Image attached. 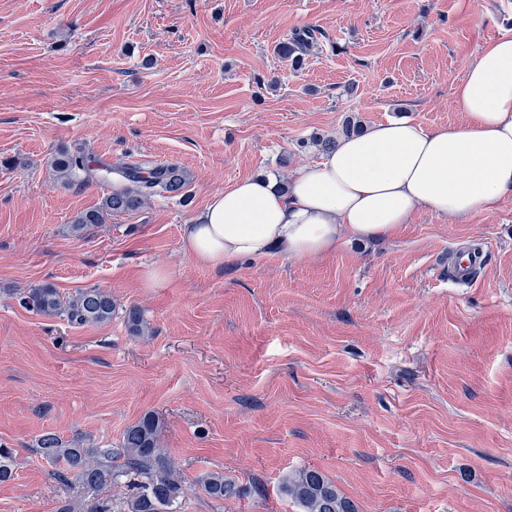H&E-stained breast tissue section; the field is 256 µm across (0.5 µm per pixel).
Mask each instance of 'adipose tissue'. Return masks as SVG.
<instances>
[{
	"instance_id": "1",
	"label": "adipose tissue",
	"mask_w": 512,
	"mask_h": 512,
	"mask_svg": "<svg viewBox=\"0 0 512 512\" xmlns=\"http://www.w3.org/2000/svg\"><path fill=\"white\" fill-rule=\"evenodd\" d=\"M455 100L457 126L378 123L287 187L257 175L214 193L183 228L187 254L212 267L274 253L299 260L394 237L422 208L455 221L494 210L512 198V35L483 45Z\"/></svg>"
}]
</instances>
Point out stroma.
Segmentation results:
<instances>
[{
	"mask_svg": "<svg viewBox=\"0 0 512 512\" xmlns=\"http://www.w3.org/2000/svg\"><path fill=\"white\" fill-rule=\"evenodd\" d=\"M304 27L320 37L295 70L275 47ZM505 33L512 0H0V443L16 451L0 512H124L125 479L57 481L33 447L52 432L116 448L147 414L191 484L183 512H299L280 483L303 468L359 512H512V199L302 260L212 268L182 241L212 194L287 180L347 117L459 124L456 86ZM78 144L103 164L178 163L189 203L72 235L108 192L55 176ZM470 247L477 281L454 284L448 252ZM42 283L110 292L111 322L29 311ZM208 471L233 495L194 486Z\"/></svg>",
	"mask_w": 512,
	"mask_h": 512,
	"instance_id": "1",
	"label": "stroma"
}]
</instances>
